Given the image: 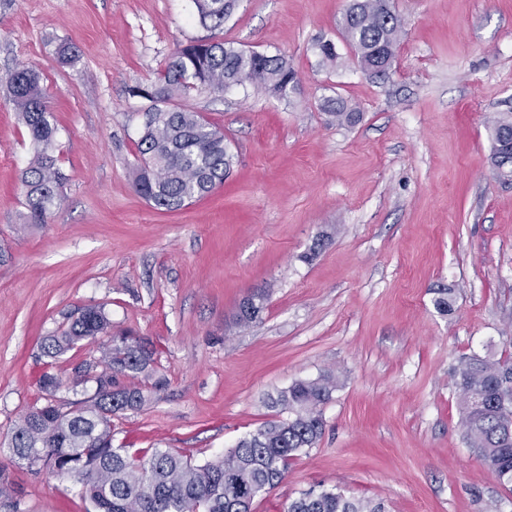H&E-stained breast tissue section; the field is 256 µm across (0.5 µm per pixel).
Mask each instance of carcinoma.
Instances as JSON below:
<instances>
[{"instance_id":"obj_1","label":"carcinoma","mask_w":512,"mask_h":512,"mask_svg":"<svg viewBox=\"0 0 512 512\" xmlns=\"http://www.w3.org/2000/svg\"><path fill=\"white\" fill-rule=\"evenodd\" d=\"M236 0H195L200 22L224 25ZM342 35L365 72H380L401 41L402 19L385 0H353L341 23ZM297 79L278 55L245 52L230 42L196 40L178 49L161 74V86L136 94L152 101L145 113L137 148L140 165L135 191L157 208L175 209L201 199L224 184L230 156L224 132L202 114L174 103L189 91L219 94L230 86L254 85L273 95ZM9 94L18 119L27 128L34 156L22 174L25 223L43 224L60 204L66 181L54 152L56 128L38 74L26 67L9 79ZM338 126L356 124L360 113L341 98L326 100ZM493 170L512 176V117L491 120ZM267 295L254 291L249 306L236 315L247 326L259 319ZM453 289L439 288L435 309L452 310ZM101 336L100 358L72 368V386L95 383V392L65 404L57 399L63 386L54 372L57 359ZM49 358L40 377L44 404L15 426L7 448L13 458L70 480L93 512H251L261 493L280 484L290 461L319 440L322 407L332 399L336 378L324 374L298 381L268 398L270 407L288 418L271 420L241 438L234 447L202 464L168 448L128 454L112 447V418L140 408L167 379L156 368L157 351L131 333H112L104 308L88 305L66 327L44 339ZM461 435L478 460L512 491V356L494 359L463 356L455 369ZM283 512H382L367 498L349 499L335 490H310L288 501Z\"/></svg>"}]
</instances>
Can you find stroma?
I'll use <instances>...</instances> for the list:
<instances>
[{
    "instance_id": "35a3bbf8",
    "label": "stroma",
    "mask_w": 512,
    "mask_h": 512,
    "mask_svg": "<svg viewBox=\"0 0 512 512\" xmlns=\"http://www.w3.org/2000/svg\"><path fill=\"white\" fill-rule=\"evenodd\" d=\"M347 5L237 0L214 30L193 0H0V443L42 401L45 336L98 304L157 348L168 380L114 419L113 447L210 459L275 419L267 395L330 373L320 440L252 512L312 488L384 512H512L462 440L454 387L462 355L512 354V178L492 170L488 131L512 115V0H392L404 29L382 81L340 33ZM198 39L284 56L300 83L284 99L250 85L181 97L223 129L232 163L223 185L167 211L133 187L151 105L135 90ZM19 67L40 76L67 176L43 224L24 221L34 145L6 83ZM336 97L357 124L331 122ZM441 285L455 290L445 315ZM257 289L262 317L237 325ZM0 483V512L90 507L5 454Z\"/></svg>"
}]
</instances>
